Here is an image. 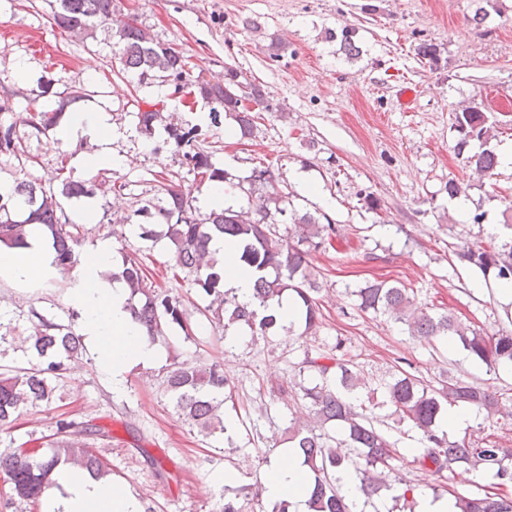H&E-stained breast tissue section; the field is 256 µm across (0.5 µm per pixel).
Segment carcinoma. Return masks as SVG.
<instances>
[{
  "label": "carcinoma",
  "instance_id": "cac0c4a2",
  "mask_svg": "<svg viewBox=\"0 0 512 512\" xmlns=\"http://www.w3.org/2000/svg\"><path fill=\"white\" fill-rule=\"evenodd\" d=\"M472 22L483 24L496 10L495 0H476ZM54 24L68 32H91L104 27L111 33L112 50L120 70L135 76L138 82L155 79L167 87V96L186 97L196 93L218 105L212 109V120L219 121L220 112L234 116L241 136L253 134L254 121L241 106L242 87L239 74L227 70L224 81L195 71L189 57L176 48L154 38L140 26L128 25L115 14L114 0H56ZM357 31L345 26L340 44L349 54L359 53ZM54 80L40 86V91L27 98L25 115L19 123L0 125V155L22 161V136L17 125L31 129L36 135H48L55 129L63 109L79 98L72 92L63 97L53 91ZM58 98L57 106L37 103L44 97ZM455 126L460 134L458 153L470 142L483 145L497 136V124L478 107L459 105L453 109ZM142 134L154 135L158 126L167 132L176 152L182 154L194 175L213 183H223L227 173L214 166L211 155L198 147L195 127H184L171 119L165 100L152 108L137 112ZM466 165L480 177H492L498 166L493 151L483 149L466 157ZM60 164L48 182L39 179H17L6 194L0 193V244L8 248L26 246V237L38 227L51 242L55 262L62 269L72 268L79 260L81 225L69 223L59 202L67 199L92 198L96 187H106L107 180L88 184L64 175ZM278 177L271 165L260 164L249 176V195L259 196V206L252 204L237 209L201 212L194 206L189 189L176 183L163 186L161 195L124 217L123 223L144 214L161 227L140 225L139 238L156 242L164 239L172 254L173 269L192 278L197 292L209 299L204 311L217 329L236 324L253 337L265 339L282 329L293 334H314L320 325L318 295L321 285L313 273L311 253L322 248L336 235L335 227L320 218L293 207L289 195L277 188ZM288 220L291 227L282 232L279 224ZM224 238L235 244L236 260L255 272L252 304H240L236 296L224 290V268L216 259L207 258L210 242ZM460 262L484 273L492 271L499 280L512 281V242L499 247L464 243L456 251ZM112 277L123 281L128 291L127 309L134 321L145 330L150 340L171 328H179L185 338L191 337V326L183 300L168 290L153 286L145 275L137 250L122 247L121 266ZM364 312L388 315L404 324L411 337L432 343L451 338L461 345L469 358L486 366L487 372L512 366V331L488 334L459 322L448 313H430L417 306L403 285L385 281L367 283L353 291ZM291 300L298 313V323L283 324L274 314L283 299ZM38 322L33 332L22 337L26 366L0 364V427L8 426L24 410L44 404L56 397L68 362L83 353L81 338L72 325L50 321L34 314ZM304 367L317 375L321 383L302 389L313 424L288 430L289 447L298 450L310 471L312 490L308 499L310 512H351V504L341 492L338 474L350 470L359 480L358 490L369 503L375 496L391 495L395 502L408 501L415 495L416 485L391 474L397 472L394 443L380 432L366 409L359 404L358 391L366 385L355 363L343 355L310 357ZM232 381L218 362L201 365L181 362L166 372L163 385L174 409L192 426L208 437L218 438L226 427L223 419L224 395ZM386 403L394 407L399 422L414 430L424 449L412 463L420 470L435 475L453 467L472 468L494 480L499 492L484 496L456 497L459 512H512V448L495 440H453L440 425L448 407L465 403L478 412L494 417L502 414L499 398L485 384L466 381L454 374L431 386L404 372L393 373L384 383ZM112 440L109 430L83 421L60 419L56 430L46 436L45 447L32 452L14 448L0 453V474L10 485V496L4 502L11 508L17 502H38L52 483L53 473L67 464L80 468L97 479L109 475L90 442ZM286 499L278 500L265 510L263 492L258 491L238 503L224 501L219 512H290Z\"/></svg>",
  "mask_w": 512,
  "mask_h": 512
}]
</instances>
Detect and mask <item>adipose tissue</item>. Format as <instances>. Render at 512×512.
<instances>
[{"label":"adipose tissue","mask_w":512,"mask_h":512,"mask_svg":"<svg viewBox=\"0 0 512 512\" xmlns=\"http://www.w3.org/2000/svg\"><path fill=\"white\" fill-rule=\"evenodd\" d=\"M113 256L111 244L105 243L80 258L71 271L64 302L79 311L80 335L95 349L102 370L118 390L132 367L153 364L159 353L128 312L125 288L105 279ZM53 260L47 240L33 232L24 248L0 246V277L38 285L51 275ZM56 482L43 494L40 512H140L138 500L122 482L97 480L67 467L60 469ZM309 484L307 467L290 448L271 462L264 480L267 496L288 499L291 512H308Z\"/></svg>","instance_id":"obj_1"}]
</instances>
